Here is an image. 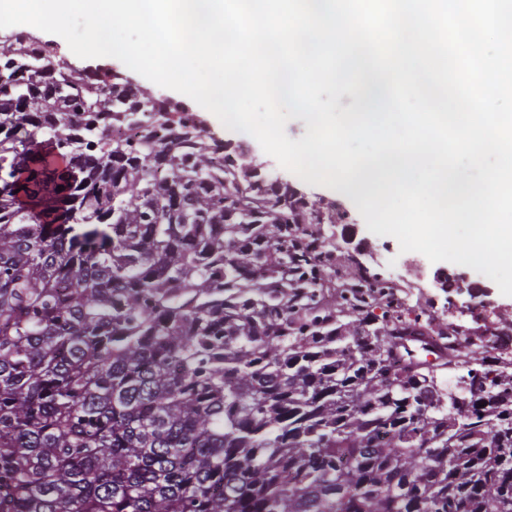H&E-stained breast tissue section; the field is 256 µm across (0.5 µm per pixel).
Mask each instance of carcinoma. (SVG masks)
<instances>
[{
	"label": "carcinoma",
	"mask_w": 512,
	"mask_h": 512,
	"mask_svg": "<svg viewBox=\"0 0 512 512\" xmlns=\"http://www.w3.org/2000/svg\"><path fill=\"white\" fill-rule=\"evenodd\" d=\"M104 75L0 45V512H512V355L412 356L341 213Z\"/></svg>",
	"instance_id": "obj_1"
}]
</instances>
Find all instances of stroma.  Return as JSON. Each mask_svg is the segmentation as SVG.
Segmentation results:
<instances>
[{"label":"stroma","mask_w":512,"mask_h":512,"mask_svg":"<svg viewBox=\"0 0 512 512\" xmlns=\"http://www.w3.org/2000/svg\"><path fill=\"white\" fill-rule=\"evenodd\" d=\"M198 115L210 134L251 149L253 155L259 160L267 162L268 171L272 176L288 180L302 189L312 202L332 201L339 205L346 215L343 223L319 224L315 227L316 232L324 238L334 264H358L370 273L380 274L383 278L403 286V294L408 297L411 305L423 307L435 319L449 318L453 323L464 325L469 331L474 332L477 331L478 325L472 315L457 313L450 316L446 313L449 301L454 300L462 305L469 302V295L457 293L453 289L442 290L434 281L436 271L441 269L453 275H466L470 281L481 283L489 288L488 302L501 310L500 316L495 319V329L512 338V296L501 294L497 285H494L488 277L466 266L450 262L438 265L424 257L420 258L416 273H408L402 265L403 255L397 240L390 236H377L368 231L357 209L356 197L325 186L304 183L299 177L280 167L277 161L271 160L249 134L227 129L209 111L199 110Z\"/></svg>","instance_id":"1"}]
</instances>
